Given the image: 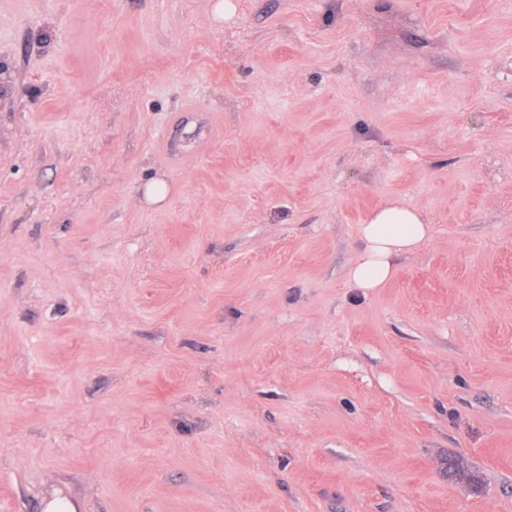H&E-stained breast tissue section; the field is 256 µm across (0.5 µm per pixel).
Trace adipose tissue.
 Here are the masks:
<instances>
[{
	"instance_id": "ef3b65f1",
	"label": "adipose tissue",
	"mask_w": 512,
	"mask_h": 512,
	"mask_svg": "<svg viewBox=\"0 0 512 512\" xmlns=\"http://www.w3.org/2000/svg\"><path fill=\"white\" fill-rule=\"evenodd\" d=\"M428 234L416 210L397 201L378 209L359 227L360 251L348 271L350 282L367 291L380 287L391 277L395 259Z\"/></svg>"
}]
</instances>
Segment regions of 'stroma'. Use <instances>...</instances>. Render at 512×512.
Instances as JSON below:
<instances>
[{
    "label": "stroma",
    "mask_w": 512,
    "mask_h": 512,
    "mask_svg": "<svg viewBox=\"0 0 512 512\" xmlns=\"http://www.w3.org/2000/svg\"><path fill=\"white\" fill-rule=\"evenodd\" d=\"M215 2L0 0V512H512V0ZM429 226L418 212L398 201L375 211L366 224H360V251L348 271L356 288H379L392 275L394 261L428 237ZM44 510L42 512H79L82 507L79 501L72 498L61 488L53 491L43 499Z\"/></svg>",
    "instance_id": "stroma-1"
}]
</instances>
